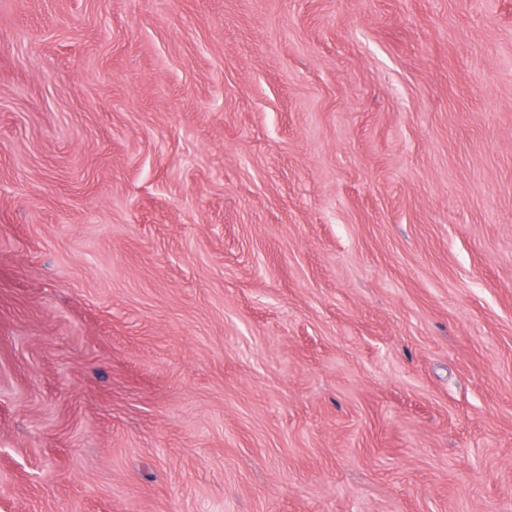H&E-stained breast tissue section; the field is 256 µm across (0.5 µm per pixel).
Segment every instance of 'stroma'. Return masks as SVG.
Listing matches in <instances>:
<instances>
[{
	"label": "stroma",
	"instance_id": "obj_1",
	"mask_svg": "<svg viewBox=\"0 0 512 512\" xmlns=\"http://www.w3.org/2000/svg\"><path fill=\"white\" fill-rule=\"evenodd\" d=\"M0 512H512V0H0Z\"/></svg>",
	"mask_w": 512,
	"mask_h": 512
}]
</instances>
